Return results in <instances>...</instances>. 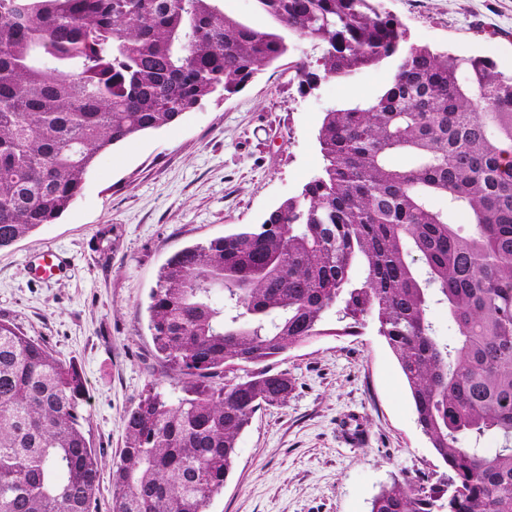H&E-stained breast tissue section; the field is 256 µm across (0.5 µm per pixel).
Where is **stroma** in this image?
<instances>
[{
	"instance_id": "obj_1",
	"label": "stroma",
	"mask_w": 512,
	"mask_h": 512,
	"mask_svg": "<svg viewBox=\"0 0 512 512\" xmlns=\"http://www.w3.org/2000/svg\"><path fill=\"white\" fill-rule=\"evenodd\" d=\"M379 3L404 24L409 43L487 57L512 74V0ZM310 51L297 42L238 94L104 154L61 218L0 249V318L45 341L84 376L90 438L104 462L96 512H112V464L129 410L148 382L169 381L148 330L161 266L184 247L262 223L298 195L322 166L324 112L374 96L390 80L384 63L300 94L293 63ZM104 224L117 233L108 254L97 239ZM47 251L68 258L65 277H34L32 266ZM327 326V335L279 362L295 388L286 404L257 412L208 512H370L393 479L442 474L376 324L340 337L331 333L335 321ZM351 414L369 432L353 448L337 432Z\"/></svg>"
}]
</instances>
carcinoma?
I'll use <instances>...</instances> for the list:
<instances>
[{
    "mask_svg": "<svg viewBox=\"0 0 512 512\" xmlns=\"http://www.w3.org/2000/svg\"><path fill=\"white\" fill-rule=\"evenodd\" d=\"M256 3L275 30L222 0H0V249L69 210L103 153L240 92L291 37L319 50L294 64L302 92L392 63L376 96L324 112L299 195L161 267L149 330L178 395L151 382L129 411L112 512H207L256 412L294 388L274 365L332 314L338 336L377 324L447 468L370 512H512V74L408 44L376 0ZM85 404L81 371L0 319V512H93ZM224 12L261 31L273 26L272 19L258 8L254 0H224Z\"/></svg>",
    "mask_w": 512,
    "mask_h": 512,
    "instance_id": "cac0c4a2",
    "label": "carcinoma"
}]
</instances>
